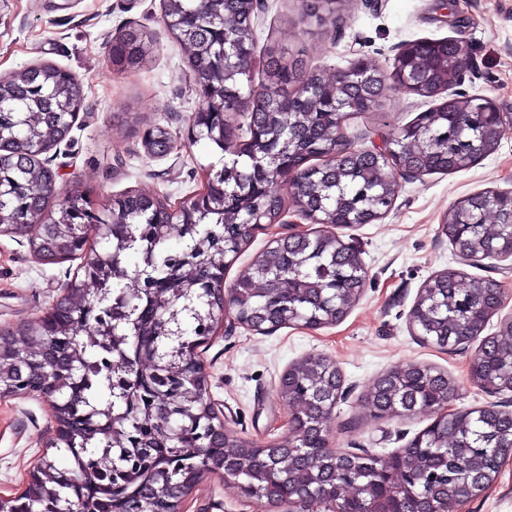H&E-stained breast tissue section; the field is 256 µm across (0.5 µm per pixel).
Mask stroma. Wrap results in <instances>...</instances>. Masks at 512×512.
Wrapping results in <instances>:
<instances>
[{
    "label": "stroma",
    "instance_id": "1",
    "mask_svg": "<svg viewBox=\"0 0 512 512\" xmlns=\"http://www.w3.org/2000/svg\"><path fill=\"white\" fill-rule=\"evenodd\" d=\"M127 24L153 34L154 52L141 69L120 74L107 61L108 46L115 29ZM254 29L258 51L279 46L300 52L310 66L330 73L360 57L389 68L399 49L415 40L464 42L471 49V69L449 87L448 96L483 95L512 117V0H342L335 20L323 25L303 19L299 0H266ZM41 62L69 71L84 96L68 137L43 155L63 190L90 193L100 210L113 197L134 191L174 205L201 189L210 168L222 165L221 149L187 136L200 102L188 54L163 26L160 0H0V75ZM433 105L418 94L388 89L374 111L347 120L344 133L354 148H379ZM130 113L140 127L168 126L173 149L147 156L126 121ZM396 180V199L382 220L335 230L359 252L368 272L357 304L343 320L317 330L289 325L262 335L234 324L228 314L201 348L211 396L230 431L260 444L286 439L289 410L278 396L279 379L290 365L315 353L334 360L342 375L344 395L327 436L335 450L384 456L405 447L433 421L430 412L376 419L365 406L375 378L409 364L448 372L456 388L452 410H512V393L485 391L472 378L481 339L448 350L423 342L409 325L424 279L453 263V248L441 231L453 203L485 191H512V124L502 128L497 149L468 169L419 178L400 174ZM313 229L295 212L285 213L282 223L258 233L227 269L225 285L275 237ZM78 270V261L43 263L26 239L0 235V326L38 319ZM467 272L501 284L502 306L485 330L493 335L501 321L512 320V257L489 258ZM53 424L52 413L35 395L0 397V498L24 490ZM180 512L281 510L242 498L233 483L210 474L183 499ZM454 512H512V457L502 461L492 485L455 504Z\"/></svg>",
    "mask_w": 512,
    "mask_h": 512
}]
</instances>
